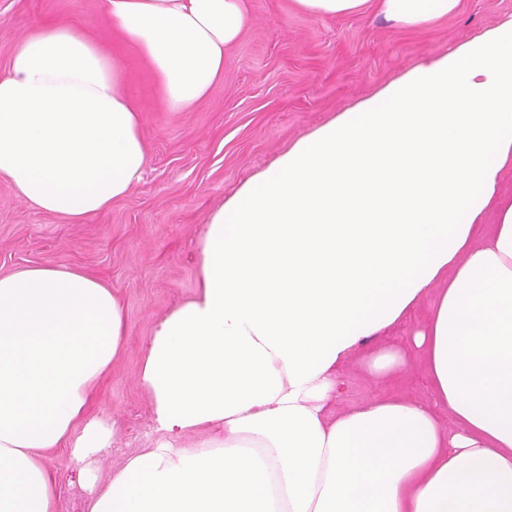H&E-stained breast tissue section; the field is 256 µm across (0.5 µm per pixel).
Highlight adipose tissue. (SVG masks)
Returning a JSON list of instances; mask_svg holds the SVG:
<instances>
[{
	"label": "adipose tissue",
	"instance_id": "obj_1",
	"mask_svg": "<svg viewBox=\"0 0 512 512\" xmlns=\"http://www.w3.org/2000/svg\"><path fill=\"white\" fill-rule=\"evenodd\" d=\"M296 2L400 27L460 4ZM105 10L174 112L208 94L250 22L246 0ZM510 166L512 15L297 140L209 215L198 292L158 320L139 373L159 439L106 483L89 478L87 512H512ZM147 167L114 58L69 21L32 29L0 71V179L75 224L129 197ZM428 300L411 343L431 401L337 411L361 341ZM124 333L96 278L0 275V512H56L46 453L80 466L109 448L113 425L83 417Z\"/></svg>",
	"mask_w": 512,
	"mask_h": 512
}]
</instances>
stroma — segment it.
Wrapping results in <instances>:
<instances>
[{
  "label": "stroma",
  "mask_w": 512,
  "mask_h": 512,
  "mask_svg": "<svg viewBox=\"0 0 512 512\" xmlns=\"http://www.w3.org/2000/svg\"><path fill=\"white\" fill-rule=\"evenodd\" d=\"M247 5L251 22L225 51L223 77L195 106L173 112L141 52L113 31L103 0H0V69L35 21L69 20L119 60L124 89L143 120L149 155L143 180L87 221L62 223L0 180V275L68 266L106 282L125 307L124 353L90 408L118 426L95 464L102 482L126 455L148 445L151 405L138 384L145 348L156 322L199 287L194 251L208 214L317 125L512 14V0H461L453 15L399 30L370 15L320 19L295 0ZM339 383L340 411L383 393L432 398L416 357L402 376L381 381L355 354L341 367ZM44 463L59 486L57 512H84L88 491L67 452H48Z\"/></svg>",
  "instance_id": "stroma-1"
}]
</instances>
